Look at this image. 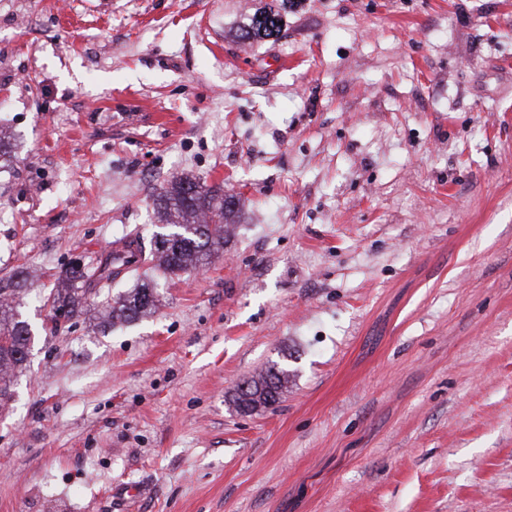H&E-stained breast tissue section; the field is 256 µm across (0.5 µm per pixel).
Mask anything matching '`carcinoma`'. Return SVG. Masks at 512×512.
<instances>
[{
  "instance_id": "cac0c4a2",
  "label": "carcinoma",
  "mask_w": 512,
  "mask_h": 512,
  "mask_svg": "<svg viewBox=\"0 0 512 512\" xmlns=\"http://www.w3.org/2000/svg\"><path fill=\"white\" fill-rule=\"evenodd\" d=\"M279 22L277 13L262 21L254 16L242 29L241 37L274 40L281 32ZM153 205L158 231L150 240L149 259L165 275L191 272L224 252V233L236 223L238 214L235 196L188 175L170 180L156 195ZM112 261L114 258L109 256L96 268L76 264L66 269L49 293L52 307L67 310L73 318L80 316L88 300L100 296L97 285L114 280ZM20 293L21 289L7 283L0 285V409L8 404L11 386L28 362L32 329L17 310ZM159 302L158 288L148 282L127 292L109 294L102 302L106 313L101 324L108 328L116 321H137L155 312ZM289 381L285 368H262L236 386L232 402L244 415L252 413L255 402L262 408H272L288 391Z\"/></svg>"
}]
</instances>
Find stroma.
I'll return each mask as SVG.
<instances>
[{
    "instance_id": "1",
    "label": "stroma",
    "mask_w": 512,
    "mask_h": 512,
    "mask_svg": "<svg viewBox=\"0 0 512 512\" xmlns=\"http://www.w3.org/2000/svg\"><path fill=\"white\" fill-rule=\"evenodd\" d=\"M270 2L0 0L34 333L0 512H512V0H288L242 40ZM182 173L238 198L223 254L134 323H54ZM281 19L279 18L278 13H273L265 16L264 20H259L257 18V14H255L250 24L242 29L241 37L245 40H253L258 41L254 38L258 36L260 39L275 40L278 38L281 32L282 25H279ZM115 260L116 257L109 255L97 268L86 269L81 264H76L66 269L49 293L48 300H51L52 307L67 310L71 318L80 316L88 300L99 297L103 289L93 287L103 280L112 283L118 275L112 272V261ZM70 315L61 310L52 311L53 320L56 322L67 321ZM289 381L290 375L285 368H261L236 386L232 402L244 415L252 413L256 402L260 408H273L288 390ZM254 395H258V399H254Z\"/></svg>"
}]
</instances>
